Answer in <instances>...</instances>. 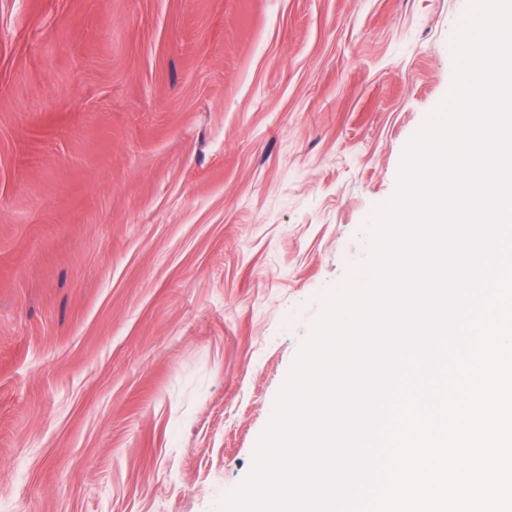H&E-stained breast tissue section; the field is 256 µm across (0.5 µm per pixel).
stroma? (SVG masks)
<instances>
[{"label": "stroma", "mask_w": 512, "mask_h": 512, "mask_svg": "<svg viewBox=\"0 0 512 512\" xmlns=\"http://www.w3.org/2000/svg\"><path fill=\"white\" fill-rule=\"evenodd\" d=\"M471 9L0 0V512H218Z\"/></svg>", "instance_id": "obj_1"}]
</instances>
